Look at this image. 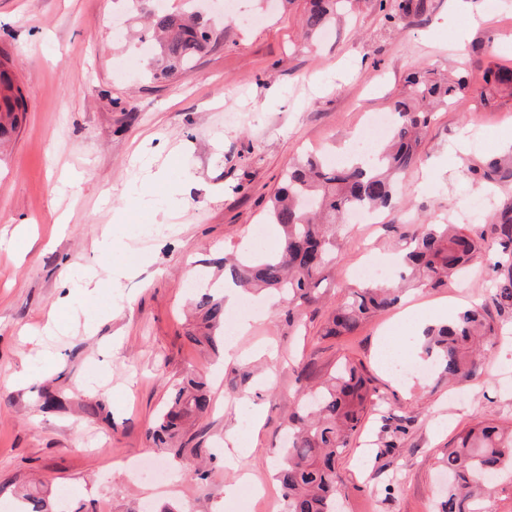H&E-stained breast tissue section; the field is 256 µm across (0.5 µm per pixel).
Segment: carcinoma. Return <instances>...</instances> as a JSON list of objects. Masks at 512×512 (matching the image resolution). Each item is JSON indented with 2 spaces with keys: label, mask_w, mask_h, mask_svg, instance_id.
Returning a JSON list of instances; mask_svg holds the SVG:
<instances>
[{
  "label": "carcinoma",
  "mask_w": 512,
  "mask_h": 512,
  "mask_svg": "<svg viewBox=\"0 0 512 512\" xmlns=\"http://www.w3.org/2000/svg\"><path fill=\"white\" fill-rule=\"evenodd\" d=\"M355 0H310L303 29L312 38L329 27L336 16L354 6ZM423 0H379L384 19L396 25L425 11ZM158 52L149 74L169 77L186 73L211 41V32L198 15L160 11L151 15ZM0 66V142L17 128L25 99L17 88L10 58ZM482 82L512 89V69L487 65ZM470 87L469 78H447L434 71H418L406 78L405 90L394 102V123L387 143L369 159L354 158L336 167L322 158H301L283 175L270 198L266 220L280 231V246L272 253L224 257V280L243 290L263 288L279 297V308L288 322L304 308L322 302L323 284L339 257L336 226L355 209L380 211L393 206L397 180L421 160L420 147L432 111L451 105ZM471 177L496 187L512 183V155L493 157L468 166ZM413 247L403 256V267L417 284L428 288L448 286V278L464 271L478 251H490L492 288L488 301L459 312L452 320L424 332L423 351L439 377L448 380L473 376L480 351L493 339L512 330V198L494 205L487 228L474 231L450 219L418 224ZM394 285L366 283L351 288L331 312L326 336L353 332L364 319L385 311L399 299ZM206 332L215 343L223 334L226 311L207 288L194 298ZM376 389L356 363L344 360L326 374L314 392L304 395L299 411L288 426V445L275 477L283 492L285 512H338L340 476L336 460L360 431ZM210 397L203 378L185 374L167 409L158 418L150 438L156 447L178 457L190 452L198 478L207 470L196 461L199 449L175 445L188 434L186 424L204 416ZM448 474L438 512H492L490 502L499 480L512 482V425L479 422L465 429L456 445L441 459ZM20 512H54L48 499L31 494Z\"/></svg>",
  "instance_id": "obj_1"
}]
</instances>
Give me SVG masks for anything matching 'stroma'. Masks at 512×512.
<instances>
[{
    "mask_svg": "<svg viewBox=\"0 0 512 512\" xmlns=\"http://www.w3.org/2000/svg\"><path fill=\"white\" fill-rule=\"evenodd\" d=\"M202 13L210 49L185 75L148 79L144 18L131 0H0V48L14 61L27 110L0 145V233L23 226L14 250L0 248V512L22 491L48 493L66 512H282L274 479L281 435L306 383L343 359L361 363L377 389L364 425L338 468L344 512H435L446 484L440 459L457 434L480 420L512 423V337L484 352L477 375L398 381L382 364L383 336L403 335L401 307L420 305L424 325L481 301L493 272L479 255L447 287L407 289L400 308L347 336L321 328L360 257L400 255L413 225L464 215L481 193L470 163L512 145V95L481 106L480 66L512 67V0H425V12L384 26L379 0H361L327 40L306 42L309 0L272 5L166 0ZM259 20L244 24L243 16ZM466 30L464 50L455 47ZM468 69L470 91L431 116L421 164L404 174L398 205L377 224H347L342 260L322 308L297 326L274 310L237 336L246 360L224 361L223 346L191 341L197 274L224 293L229 252L273 248L263 227L267 201L297 156L348 149L372 112L390 111L414 71ZM153 155V194L179 185V223L125 197L138 154ZM81 175L77 193L60 176ZM263 227V239L253 236ZM111 231L113 255L98 243ZM96 276L86 314L62 334L41 328L64 294L65 277ZM203 373L211 411L192 444L208 459L201 481L148 437L188 369ZM42 377L28 384L23 375ZM62 409L49 411L46 394ZM405 426L397 448L380 449L386 424Z\"/></svg>",
    "mask_w": 512,
    "mask_h": 512,
    "instance_id": "stroma-1",
    "label": "stroma"
}]
</instances>
